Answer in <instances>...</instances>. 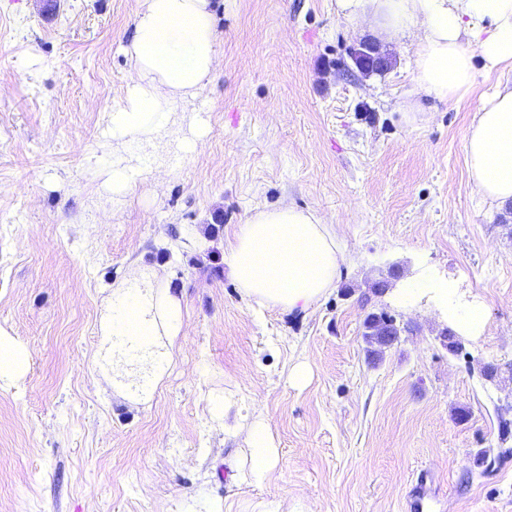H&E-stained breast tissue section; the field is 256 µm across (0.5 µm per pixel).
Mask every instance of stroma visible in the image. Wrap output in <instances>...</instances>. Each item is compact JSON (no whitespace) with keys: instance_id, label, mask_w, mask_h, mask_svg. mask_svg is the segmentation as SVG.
<instances>
[{"instance_id":"obj_1","label":"stroma","mask_w":512,"mask_h":512,"mask_svg":"<svg viewBox=\"0 0 512 512\" xmlns=\"http://www.w3.org/2000/svg\"><path fill=\"white\" fill-rule=\"evenodd\" d=\"M143 4L0 0V331L28 352L0 380V512H408L422 471L429 512H512V203L476 195L464 150L512 70H477L458 103L422 97L412 123L415 32L380 43L336 0H215L220 69L179 105L204 146L183 151L187 122L128 145L137 174L114 200L99 171ZM364 42L387 70L355 68ZM283 204L351 255L303 315L259 307L227 265L241 225ZM155 273L185 333L131 390L101 324L113 283ZM442 281L486 313L453 351L430 296L400 299ZM382 311L410 330L374 352L363 322ZM258 418L276 461L255 476Z\"/></svg>"}]
</instances>
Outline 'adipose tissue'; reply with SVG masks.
I'll return each mask as SVG.
<instances>
[{
	"label": "adipose tissue",
	"instance_id": "ef3b65f1",
	"mask_svg": "<svg viewBox=\"0 0 512 512\" xmlns=\"http://www.w3.org/2000/svg\"><path fill=\"white\" fill-rule=\"evenodd\" d=\"M345 17L374 20L395 37L422 28L413 58L419 91L442 101L467 98L475 60L485 71L512 67V0H336ZM132 70L122 101L109 114L113 146L158 141L175 109L210 81L221 64L212 0H144L125 46ZM476 193L512 200V86L480 102L466 141ZM349 259L335 225L292 206L261 210L241 226L228 255L230 273L256 304L304 312L336 284ZM183 330L181 305L153 279L127 280L112 290L103 344L122 343L126 358L153 361L161 336Z\"/></svg>",
	"mask_w": 512,
	"mask_h": 512
}]
</instances>
